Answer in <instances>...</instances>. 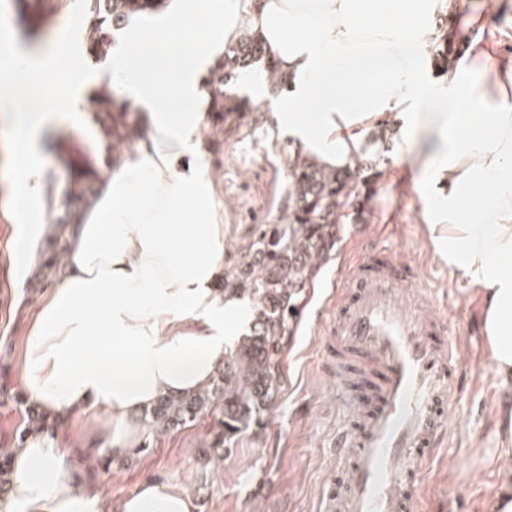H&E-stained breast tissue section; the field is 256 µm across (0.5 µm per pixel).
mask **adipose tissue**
Instances as JSON below:
<instances>
[{
  "label": "adipose tissue",
  "instance_id": "obj_1",
  "mask_svg": "<svg viewBox=\"0 0 512 512\" xmlns=\"http://www.w3.org/2000/svg\"><path fill=\"white\" fill-rule=\"evenodd\" d=\"M503 0L460 17L457 0H164L132 18L104 68L76 65L69 48L0 43V116L10 124L0 209L11 224L16 279L31 275L43 238L64 234L68 257L23 338L27 400L49 420L108 417L96 437L113 457L146 433L157 399L206 388L229 337L250 316L215 283L224 269V204L203 139L212 116L207 81L243 37L264 48L242 83L264 96L263 69L283 90L271 125L319 166H351L378 127L399 130L398 156L425 152L430 193L421 220L437 248L480 296L481 331L503 383L512 382V54L472 41L441 80L429 57L438 18L485 27ZM130 100L139 136L83 223L52 224L63 202L41 151L43 134L85 126L102 82ZM499 488L488 512H512V412L502 421ZM0 512H197L195 497L156 481L112 505L78 480L68 449L32 432L11 462Z\"/></svg>",
  "mask_w": 512,
  "mask_h": 512
}]
</instances>
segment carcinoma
<instances>
[{"label": "carcinoma", "mask_w": 512, "mask_h": 512, "mask_svg": "<svg viewBox=\"0 0 512 512\" xmlns=\"http://www.w3.org/2000/svg\"><path fill=\"white\" fill-rule=\"evenodd\" d=\"M160 0H82L88 21L87 53L104 58L114 35L138 13L157 7ZM18 21L29 39L68 7V0H15ZM262 57V46L247 38L224 55L210 76L216 124L224 113L242 112L247 106L224 104V88L234 85L247 68ZM100 134L112 149L110 165L122 161L136 140L133 112L118 101L103 83L90 99ZM379 161L356 158L353 167L329 171L302 154L291 161L288 191L277 223L255 225L248 243L224 259V295L249 300L252 320L247 333L224 356L212 383L187 396H164L148 413L149 427L171 428L195 422L208 409L222 405L223 419L210 447L226 450L243 431L263 423L264 414L277 399L282 384L280 356L285 339L292 335L300 316L305 289L336 250L342 218H357L360 206L375 193L381 172ZM98 174L81 169L70 183L55 224H80L98 198Z\"/></svg>", "instance_id": "1"}]
</instances>
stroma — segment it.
<instances>
[{
	"instance_id": "stroma-1",
	"label": "stroma",
	"mask_w": 512,
	"mask_h": 512,
	"mask_svg": "<svg viewBox=\"0 0 512 512\" xmlns=\"http://www.w3.org/2000/svg\"><path fill=\"white\" fill-rule=\"evenodd\" d=\"M231 94L251 103V110L227 121L222 131L204 132L212 144L214 190L224 203V244L230 253L245 243L255 225L277 218L296 151L269 126L268 97L254 98L239 85ZM100 158L88 152L76 127L51 139L46 150L51 172L61 181L77 166ZM422 164L421 157L412 155L385 168L360 219L345 224L335 254L308 290L300 321L283 347V384L263 427L244 431L227 451H214L210 443L222 416L216 409L192 425L146 433L144 450L130 452L105 470L95 466L99 448L87 442L90 421L74 417L66 424L63 444L74 452L77 475L94 477L116 504L144 481L158 480L194 495L199 512H321V499L338 472L330 439L339 416L334 384L323 372L316 322L342 263L372 243L416 262L438 286L441 311L464 330L455 342L463 388L448 413L445 443L421 462L419 512H487L499 479L496 424L500 412L512 407V384L502 383L489 358L479 328V297L440 260L428 227L419 221L424 193L416 182ZM43 253L45 266L21 283L0 253V455L18 451L17 429L26 420L20 373L27 317L59 271L52 241H45Z\"/></svg>"
}]
</instances>
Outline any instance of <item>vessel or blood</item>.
I'll return each instance as SVG.
<instances>
[{"instance_id":"b4317fda","label":"vessel or blood","mask_w":512,"mask_h":512,"mask_svg":"<svg viewBox=\"0 0 512 512\" xmlns=\"http://www.w3.org/2000/svg\"><path fill=\"white\" fill-rule=\"evenodd\" d=\"M335 304L318 334L349 420L336 433L343 479L323 512H415L417 462L442 445L461 390L452 351L460 330L418 265L378 246L338 271Z\"/></svg>"}]
</instances>
